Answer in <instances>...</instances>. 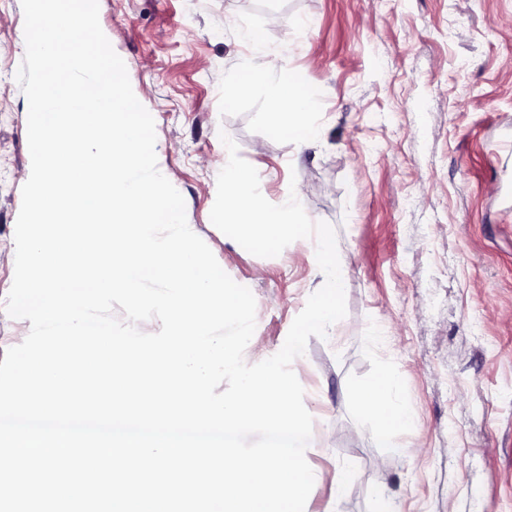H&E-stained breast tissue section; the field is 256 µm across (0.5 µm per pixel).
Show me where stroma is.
Returning <instances> with one entry per match:
<instances>
[{
  "label": "stroma",
  "mask_w": 512,
  "mask_h": 512,
  "mask_svg": "<svg viewBox=\"0 0 512 512\" xmlns=\"http://www.w3.org/2000/svg\"><path fill=\"white\" fill-rule=\"evenodd\" d=\"M99 22L188 223L255 297L247 363L280 350L322 277L315 238L260 258L213 226L223 137L268 201L301 182L308 217L335 229L347 314L292 364L314 420L305 512L381 496L393 512H512V0H99ZM252 35L314 98L308 143L273 132L263 81L243 86ZM25 51L21 0H0V359L30 331L5 310L31 161ZM384 370L416 457L356 407Z\"/></svg>",
  "instance_id": "1"
}]
</instances>
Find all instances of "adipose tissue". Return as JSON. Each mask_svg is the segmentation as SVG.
Segmentation results:
<instances>
[{
    "label": "adipose tissue",
    "mask_w": 512,
    "mask_h": 512,
    "mask_svg": "<svg viewBox=\"0 0 512 512\" xmlns=\"http://www.w3.org/2000/svg\"><path fill=\"white\" fill-rule=\"evenodd\" d=\"M254 64L251 74L267 80L270 99L287 104L289 112L285 121H274L275 131L286 133L301 141L312 138L314 128L309 123L313 107L310 94L290 82L285 68L275 66L271 52L261 42L253 44ZM360 412L383 421V432L390 433L407 428L409 413L400 400L397 382L392 372H380L364 388V399L359 403Z\"/></svg>",
    "instance_id": "adipose-tissue-1"
}]
</instances>
